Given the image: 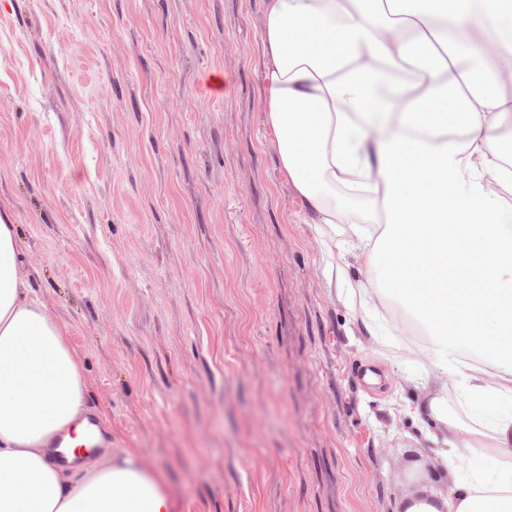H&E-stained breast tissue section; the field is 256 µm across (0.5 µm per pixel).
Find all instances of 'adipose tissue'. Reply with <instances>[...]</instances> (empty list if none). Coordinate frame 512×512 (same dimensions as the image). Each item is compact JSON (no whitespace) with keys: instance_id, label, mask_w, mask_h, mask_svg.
Here are the masks:
<instances>
[{"instance_id":"adipose-tissue-1","label":"adipose tissue","mask_w":512,"mask_h":512,"mask_svg":"<svg viewBox=\"0 0 512 512\" xmlns=\"http://www.w3.org/2000/svg\"><path fill=\"white\" fill-rule=\"evenodd\" d=\"M512 0H265L264 124L283 172L341 256L342 225L371 278L399 285L431 331L409 352L437 383L438 479L401 512H512ZM377 231H370V224ZM17 227L0 219V512H177L139 449H101L70 330L33 291ZM456 384L484 417L451 418Z\"/></svg>"}]
</instances>
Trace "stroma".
<instances>
[{"label": "stroma", "instance_id": "stroma-1", "mask_svg": "<svg viewBox=\"0 0 512 512\" xmlns=\"http://www.w3.org/2000/svg\"><path fill=\"white\" fill-rule=\"evenodd\" d=\"M264 0H0V215L181 512H398L431 373L345 304L262 123Z\"/></svg>", "mask_w": 512, "mask_h": 512}]
</instances>
